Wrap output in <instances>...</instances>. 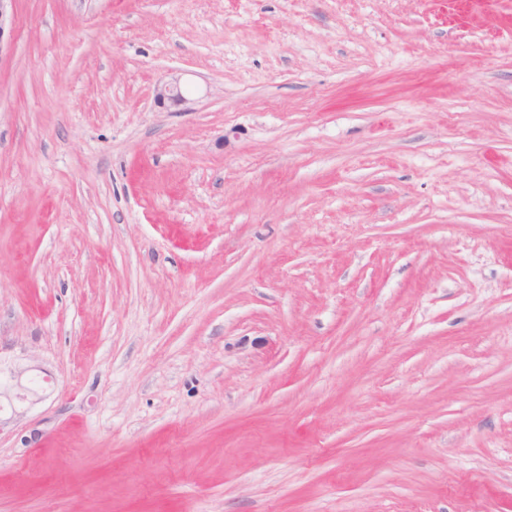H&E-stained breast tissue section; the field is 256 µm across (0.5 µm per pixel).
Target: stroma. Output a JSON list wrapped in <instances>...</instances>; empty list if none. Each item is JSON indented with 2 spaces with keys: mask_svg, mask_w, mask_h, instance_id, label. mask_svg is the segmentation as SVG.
I'll use <instances>...</instances> for the list:
<instances>
[{
  "mask_svg": "<svg viewBox=\"0 0 512 512\" xmlns=\"http://www.w3.org/2000/svg\"><path fill=\"white\" fill-rule=\"evenodd\" d=\"M460 3L18 0L0 512H512V0ZM154 98L159 105H165L169 102L173 105H180L186 102L182 94L179 78L176 76L171 77L168 81L160 82L154 89Z\"/></svg>",
  "mask_w": 512,
  "mask_h": 512,
  "instance_id": "obj_1",
  "label": "stroma"
}]
</instances>
